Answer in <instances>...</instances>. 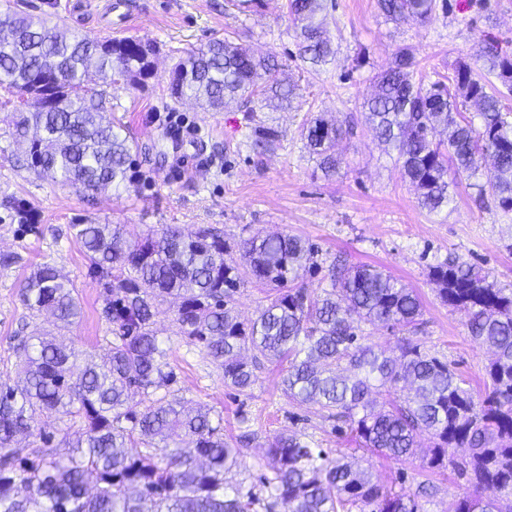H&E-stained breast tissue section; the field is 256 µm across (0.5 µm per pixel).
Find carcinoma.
<instances>
[{
  "label": "carcinoma",
  "mask_w": 512,
  "mask_h": 512,
  "mask_svg": "<svg viewBox=\"0 0 512 512\" xmlns=\"http://www.w3.org/2000/svg\"><path fill=\"white\" fill-rule=\"evenodd\" d=\"M379 7L394 21L424 22L436 2L379 0ZM287 9L310 60L332 56L316 22L322 0H287ZM5 20L0 87L54 102L48 109L22 103L14 109L13 135L27 143L23 165L68 186L128 187L135 142L107 117L106 91L85 78L93 71L106 86L116 78L142 84L152 74L156 46L133 37L78 36L17 13ZM485 57L512 87V59L492 49ZM417 66L402 47L373 77L363 108L374 138L397 152L429 212L452 202L451 175H478L487 155L493 159L489 188L499 207L512 211V122L500 99L466 62L427 85L414 80ZM279 71L273 56L216 39L174 65L169 97L221 111L259 94L283 107L294 86ZM460 96L474 107L479 125L462 115ZM439 127L447 133L444 150L433 142ZM342 136L341 127L323 118L303 128L305 148L327 174L336 171ZM276 141L275 130L256 125L254 148L268 151ZM71 230L102 289L110 355L86 363L76 376L81 353L75 347L39 328L14 337L17 381H0V512H424L418 496L373 482L295 433L272 437L270 473L259 477V491L227 482L250 434L229 442L223 418L212 419L210 409L152 398L175 381L154 330L156 309L168 298L179 301L177 333L223 371L225 387L246 395L265 363L285 362L284 393L319 404L373 453L411 457L419 435L430 434L424 464L452 469L471 488L453 512H512V291L496 287L488 274L459 260L430 270L437 297L465 311L470 336L493 350L484 394L477 397L448 362L409 337L400 340L396 359L368 343L364 324L412 334L423 324L420 296L381 269L333 268L330 288L317 294L301 274L314 247L295 235L257 234L233 246L210 227L187 232L165 224L132 246L127 224L88 221ZM247 283L276 293L256 318L244 321L233 302ZM20 296L30 315L49 312L59 329L82 314L74 285L50 262L25 278ZM382 390L394 399L377 403L372 395ZM53 413L79 422L76 441L66 448L51 447L47 438L36 448L18 444L20 435L42 437L37 416ZM459 448L466 449L461 456Z\"/></svg>",
  "instance_id": "1"
}]
</instances>
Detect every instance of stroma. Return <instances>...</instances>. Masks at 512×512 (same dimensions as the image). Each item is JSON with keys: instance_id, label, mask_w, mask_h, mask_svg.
<instances>
[{"instance_id": "35a3bbf8", "label": "stroma", "mask_w": 512, "mask_h": 512, "mask_svg": "<svg viewBox=\"0 0 512 512\" xmlns=\"http://www.w3.org/2000/svg\"><path fill=\"white\" fill-rule=\"evenodd\" d=\"M109 2L0 0V15L13 10L74 33L130 36L159 47L145 85L120 81L107 89L112 121L125 125L142 147L130 188L86 191L21 167L17 158L23 148L11 136L13 108L0 106V251L22 257L20 264L0 269V375L15 374L10 338L27 314L21 287L42 262L72 280L81 299L82 316L64 331V340L83 357H106L112 335L101 316V288L70 232L71 225L93 219L128 224L138 234L163 224L188 230L214 227L231 243L258 232L300 236L316 249L304 279L317 290L328 286L333 261L376 266L419 293L424 326L414 341L447 360L463 378H482L491 353L469 336L465 312L437 298L429 272L455 259L489 273L498 287L512 289V212L502 211L492 193H480L464 177L451 186L454 201L448 209L428 212L401 166L368 130L362 103L372 75L397 48L408 46L419 62L415 81L452 74L464 61L484 76L489 89L500 92L504 111L512 112V94L504 92L482 60L489 47L512 56V0H437L422 24L387 19L378 0H325L320 18L335 55L320 65L300 57V38L286 0H263L244 13L229 0H122L113 11ZM224 37L277 58L296 86L288 108L273 111L256 98L247 110L232 104L215 112L188 103L165 109L169 70L177 58ZM320 115L335 117L345 130L337 146L342 162L330 177L301 139L303 127ZM261 122L280 134L263 155L251 146L253 128ZM17 199L36 212L38 234L25 233L15 218L11 204ZM155 329L177 374L170 398L222 416L225 437L245 428L255 433L229 473L230 481L256 485L268 470V438L294 432L311 447L340 451L368 469L374 481L399 493L435 486L436 494L423 502L425 512H453L467 491L457 473L428 471L422 456L394 461L357 447L346 433L334 431L318 405L283 394L281 365L266 364L251 396L228 389L222 370L178 335L173 301L160 304Z\"/></svg>"}]
</instances>
